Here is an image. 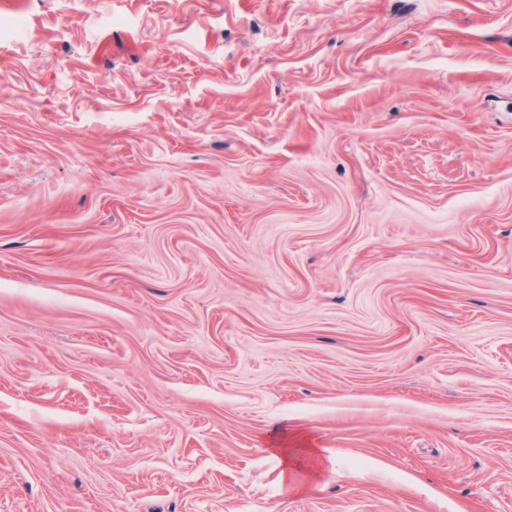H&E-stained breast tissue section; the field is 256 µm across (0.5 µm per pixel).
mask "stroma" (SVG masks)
I'll list each match as a JSON object with an SVG mask.
<instances>
[{"label":"stroma","instance_id":"stroma-1","mask_svg":"<svg viewBox=\"0 0 512 512\" xmlns=\"http://www.w3.org/2000/svg\"><path fill=\"white\" fill-rule=\"evenodd\" d=\"M0 512H512V0H0Z\"/></svg>","mask_w":512,"mask_h":512}]
</instances>
